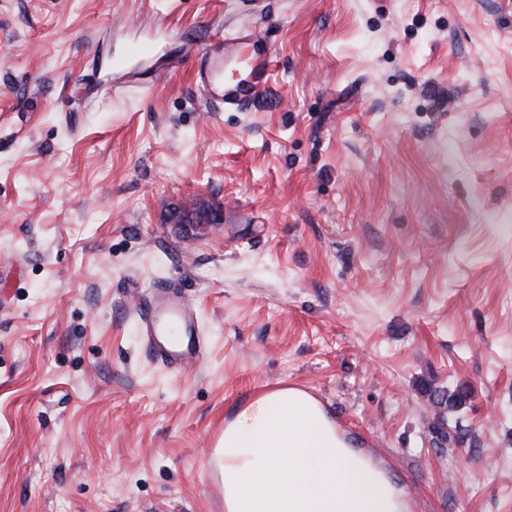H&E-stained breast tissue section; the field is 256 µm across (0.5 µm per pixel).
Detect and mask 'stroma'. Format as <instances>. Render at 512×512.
I'll return each instance as SVG.
<instances>
[{
    "label": "stroma",
    "instance_id": "obj_1",
    "mask_svg": "<svg viewBox=\"0 0 512 512\" xmlns=\"http://www.w3.org/2000/svg\"><path fill=\"white\" fill-rule=\"evenodd\" d=\"M224 24L242 109L184 56ZM159 280L198 367L145 352ZM284 386L412 512H512V0H0V512H224L208 451ZM252 39L251 34L239 29L234 35L218 34L214 42L204 49L205 61L195 71L193 81L203 91L207 103L216 101L224 107L237 108L265 90L271 59L263 53L255 52L241 60L240 48ZM224 59L241 60L246 69L245 76L224 84ZM222 212L196 202L190 206L175 207L171 210L168 222L171 224H219ZM155 312L167 316L165 323L153 320ZM139 328L146 353L169 370L199 366L207 351L195 308L177 288L161 283L151 290L139 307ZM164 336H178L169 340Z\"/></svg>",
    "mask_w": 512,
    "mask_h": 512
}]
</instances>
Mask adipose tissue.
Wrapping results in <instances>:
<instances>
[{
	"instance_id": "1",
	"label": "adipose tissue",
	"mask_w": 512,
	"mask_h": 512,
	"mask_svg": "<svg viewBox=\"0 0 512 512\" xmlns=\"http://www.w3.org/2000/svg\"><path fill=\"white\" fill-rule=\"evenodd\" d=\"M224 512H408L405 493L297 388L262 392L224 423Z\"/></svg>"
}]
</instances>
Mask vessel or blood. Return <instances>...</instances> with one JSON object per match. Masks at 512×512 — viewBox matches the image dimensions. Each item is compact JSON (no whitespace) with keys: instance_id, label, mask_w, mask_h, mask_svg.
<instances>
[{"instance_id":"obj_1","label":"vessel or blood","mask_w":512,"mask_h":512,"mask_svg":"<svg viewBox=\"0 0 512 512\" xmlns=\"http://www.w3.org/2000/svg\"><path fill=\"white\" fill-rule=\"evenodd\" d=\"M252 39L251 34L217 35L204 51L205 61L194 73L193 81L204 93L206 102L239 107L262 93L271 66L262 53L241 56L240 49ZM241 60L245 76L225 82L223 65L228 60ZM163 313L165 323L154 322L155 313ZM139 328L146 353L155 363L169 370L199 366L207 351L195 308L178 289L159 284L147 294L139 307Z\"/></svg>"}]
</instances>
